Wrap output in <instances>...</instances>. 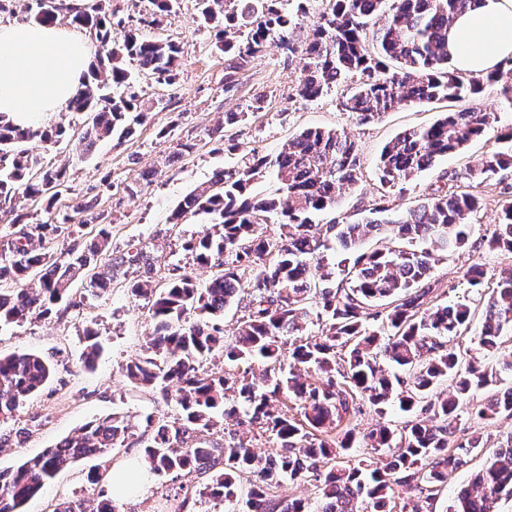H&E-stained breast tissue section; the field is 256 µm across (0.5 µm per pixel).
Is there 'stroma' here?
<instances>
[{
  "label": "stroma",
  "mask_w": 512,
  "mask_h": 512,
  "mask_svg": "<svg viewBox=\"0 0 512 512\" xmlns=\"http://www.w3.org/2000/svg\"><path fill=\"white\" fill-rule=\"evenodd\" d=\"M144 34L173 41L181 48L177 80L171 86L158 84L136 62L126 64L134 85L145 92L142 108L149 114L146 123L136 126L129 138L100 141L87 157L76 139L87 116L68 110L53 114L45 122L46 127L66 129L58 145L48 149L38 141L30 144L45 161L68 169L69 189L61 197L60 206L93 201L99 220L83 228L84 238H93L103 223L111 233L112 255L125 253L133 244L142 247L153 267L152 283H161L174 264L186 266L197 281L208 280L211 269L199 266L184 248L185 241L207 233L208 217L196 216L175 225L170 221L171 214L186 194L208 181L216 168L237 164L239 155L214 152L208 134L223 127L225 113L241 111L259 96L262 109L236 127L239 154L255 149L277 153L289 136L306 128H336L355 135L361 175L342 194L337 207L349 219L366 216L382 204L401 210L415 206L442 186L448 176L453 177L455 185H475L482 207L471 218L473 244L441 256L432 279L446 301L463 300L475 305L488 297L500 269L512 262V257L479 244L501 214L498 180L491 177L477 185L471 176L490 152L503 150L498 135L501 128L512 126V104L496 91H486L465 102L466 107L497 116L496 124L482 137L471 141L462 152L440 157L434 167L418 174L403 189L385 190L378 174L383 146L403 130L434 123L448 111L449 102L402 106L378 122L357 125L352 115L338 106L345 86H336L313 101L298 95L303 65L300 55H288L274 43L242 63L224 54L217 48L212 31L201 24L196 0H180L176 14L160 17L154 26L145 28ZM173 122L178 125L175 136L161 137V130ZM186 140L192 141L193 150L181 149V142ZM476 262L486 271L485 286L478 290L464 278ZM142 276L140 269L122 267L110 288L85 298L80 313L32 318L0 329V353L36 352L57 360L51 382L26 400L6 424L7 429L16 430L30 416L37 415L43 420L41 427L22 443L0 448V471L14 470L85 424L119 412L126 417L132 435L112 453V467L117 470L139 457L138 439L146 415L176 416L173 400L157 390H132L122 372L127 361L142 353L153 332L146 300L130 292L131 285ZM93 338L102 351L94 366L88 368L83 356ZM93 467V461L84 460L60 471L25 504V512H52L59 500L73 497L82 499L88 512H95L103 486L94 481ZM206 481V476L196 473L176 479L155 476L142 493L119 498L118 505L121 512H174L178 507L183 512H224L223 501L200 494Z\"/></svg>",
  "instance_id": "1"
}]
</instances>
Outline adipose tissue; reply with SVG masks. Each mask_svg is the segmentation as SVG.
Listing matches in <instances>:
<instances>
[{
    "mask_svg": "<svg viewBox=\"0 0 512 512\" xmlns=\"http://www.w3.org/2000/svg\"><path fill=\"white\" fill-rule=\"evenodd\" d=\"M457 66L486 74L512 58V0H481L449 31ZM93 50L82 32L56 24L0 25V113L41 124L75 97Z\"/></svg>",
    "mask_w": 512,
    "mask_h": 512,
    "instance_id": "obj_1",
    "label": "adipose tissue"
}]
</instances>
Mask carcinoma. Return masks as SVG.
<instances>
[{"mask_svg": "<svg viewBox=\"0 0 512 512\" xmlns=\"http://www.w3.org/2000/svg\"><path fill=\"white\" fill-rule=\"evenodd\" d=\"M475 0H329L314 22L312 38L302 48L304 63L298 94L318 99L334 86L357 76L339 100L356 124L380 120L407 103L457 102L496 85L512 104V59L488 75L457 70L448 52V26ZM202 23L216 30L219 48L244 61L269 42L297 52L293 31L297 18L282 12L278 0H196ZM179 0H146L143 27L176 12ZM95 34L98 56L107 65L91 67L72 109L88 115L82 134L85 152L96 143L133 131L145 123L139 92L129 83L126 58L155 75L159 84L177 79L181 49L172 41L145 39L113 21L106 0L63 5L62 11L38 10V23L53 24L61 13ZM384 16L375 26L373 19ZM125 87L109 95L111 87ZM246 112L224 113V136L213 151L237 150L233 128ZM497 117L489 112L451 109L427 127L399 133L379 157L381 184L404 185L432 167L436 159L465 149L482 137ZM64 130L19 127L0 114V213L10 224L0 240V326L46 316L64 304L60 315L80 307L71 300L80 279L90 295L107 287L112 271L96 272L98 257L109 247L102 228L96 240L82 245L79 229L90 213L81 203L74 213L57 203L67 188L64 167L44 163L30 152L32 140L54 146ZM512 167V150L493 152L473 178L483 181ZM270 173L275 187L256 193L253 184ZM360 175L359 148L346 131L305 129L288 138L274 155L252 151L232 168L213 171L208 185L187 194L172 214V223L206 215L215 232L185 242L196 263L213 270L205 283L173 264L166 283L150 280L131 285L147 300L154 321L144 353L124 372L134 389L161 388L178 407L173 419L149 414L151 431L141 462L158 477L209 475L210 492L237 512L240 483L251 480L248 512H434V502L450 470L482 454L489 438L475 429L459 439L463 416L479 423L512 417V387L481 398L512 375V265L500 270L472 328L469 304L440 301L431 283L436 254L423 248L468 246L470 218L480 196L467 189L435 191L405 211L380 205L376 218L349 221L315 216L335 211L341 194ZM499 222L484 237L492 251L512 254V184L502 187ZM28 201L39 202L52 220L32 224ZM275 224L272 231L268 226ZM73 240L62 257L36 248L46 238ZM389 235L397 247H366L369 236ZM349 253L326 261L330 242ZM152 266L141 249L128 251L110 268ZM249 295L245 314L233 336L224 334V312ZM323 321L321 333L307 332L311 317ZM475 332L478 348L468 364L450 341ZM215 351L230 370L201 371ZM397 371L388 374L379 359ZM262 363L265 378L256 384L240 366ZM54 374L52 360L37 353L0 356V422L6 423ZM296 406L287 415L280 399ZM398 403L408 419L400 426L380 422L368 432L359 428L364 407L386 415ZM242 428L220 448L206 438L220 421ZM41 421L33 417L15 434H0V447L31 434ZM130 426L113 413L91 421L16 470L0 471V512H24L23 505L62 469L80 460H97L108 472L109 455L123 446ZM265 434L276 448L264 457L250 448L248 434ZM386 457L383 467L372 458ZM308 482L315 501L280 500L281 480ZM512 497V432L456 493L448 512H499L503 497Z\"/></svg>", "mask_w": 512, "mask_h": 512, "instance_id": "obj_1", "label": "carcinoma"}]
</instances>
